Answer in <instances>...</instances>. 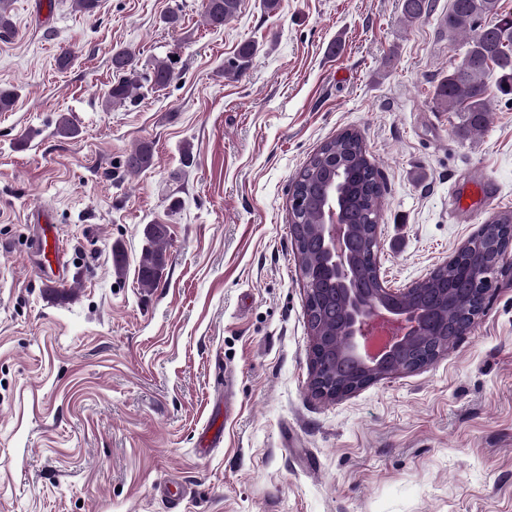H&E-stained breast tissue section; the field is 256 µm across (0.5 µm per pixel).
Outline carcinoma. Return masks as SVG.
<instances>
[{
  "mask_svg": "<svg viewBox=\"0 0 512 512\" xmlns=\"http://www.w3.org/2000/svg\"><path fill=\"white\" fill-rule=\"evenodd\" d=\"M430 0H402L404 20L412 24L431 11ZM239 9V0H206L204 18L208 25L218 27L231 20ZM448 38L463 39L461 61L448 71L435 88V104L439 109L454 112L459 118L457 133L467 137L483 130L488 121L490 105L484 96L486 80L492 73L499 75L498 87L512 94V16L498 13V0H451L444 20ZM256 52L255 45L246 43L238 52L239 59L224 66V74L234 75L242 62ZM112 69L119 74L105 98V104L120 105L134 102L142 83L153 89L167 87L174 78L170 59H155L149 72L141 76L135 54L118 49L112 53ZM153 147L148 142L137 144L125 157L130 172H140L153 165ZM338 188L346 223L358 225L366 234L364 224H377L380 219L382 184L375 165L371 163L362 137L346 130L323 143L299 172L292 198L302 199L292 212L294 224L306 226L307 233L297 253L305 287L313 290L327 287L316 275L327 259L317 243L316 225L321 223L320 202L328 187ZM503 224L512 225V212L505 211L487 221L483 237L462 260L447 265L441 275L426 284L427 299L447 317L448 327L458 329L475 302L472 289L475 280L494 264L493 243L502 236ZM167 238L164 225L154 223L146 230L147 244L143 248L138 268V280L144 289L157 285L164 264L163 248Z\"/></svg>",
  "mask_w": 512,
  "mask_h": 512,
  "instance_id": "carcinoma-1",
  "label": "carcinoma"
}]
</instances>
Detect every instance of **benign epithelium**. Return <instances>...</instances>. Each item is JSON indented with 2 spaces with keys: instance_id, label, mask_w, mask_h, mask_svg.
Returning a JSON list of instances; mask_svg holds the SVG:
<instances>
[{
  "instance_id": "obj_1",
  "label": "benign epithelium",
  "mask_w": 512,
  "mask_h": 512,
  "mask_svg": "<svg viewBox=\"0 0 512 512\" xmlns=\"http://www.w3.org/2000/svg\"><path fill=\"white\" fill-rule=\"evenodd\" d=\"M318 233L329 259L326 272L335 279L336 297L344 310L341 344L335 352L353 365L354 373L340 383L328 376L320 354L329 348V337L321 328L316 303L309 297L305 316L311 335V389L320 398L341 399L402 371L398 360L427 335L428 329L440 324V318L420 304L398 306L391 302L400 295L417 296L419 286L428 281L426 277L402 290L387 287L380 278L378 287L370 292L358 286L354 275L357 243L334 196L326 201Z\"/></svg>"
}]
</instances>
